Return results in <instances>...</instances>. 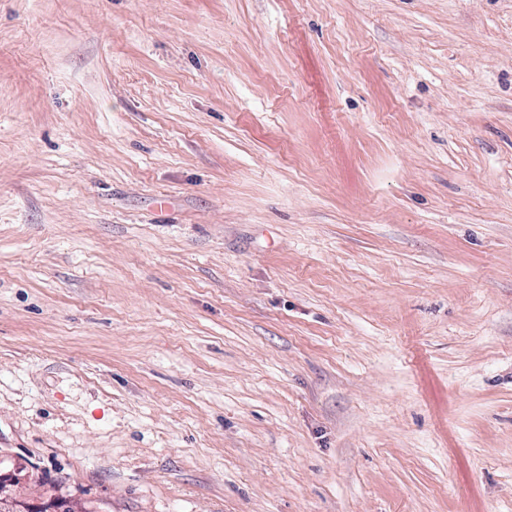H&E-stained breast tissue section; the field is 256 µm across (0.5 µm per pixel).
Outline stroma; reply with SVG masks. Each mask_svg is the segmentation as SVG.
<instances>
[{"instance_id":"obj_1","label":"stroma","mask_w":512,"mask_h":512,"mask_svg":"<svg viewBox=\"0 0 512 512\" xmlns=\"http://www.w3.org/2000/svg\"><path fill=\"white\" fill-rule=\"evenodd\" d=\"M0 458L512 512V0H0Z\"/></svg>"}]
</instances>
